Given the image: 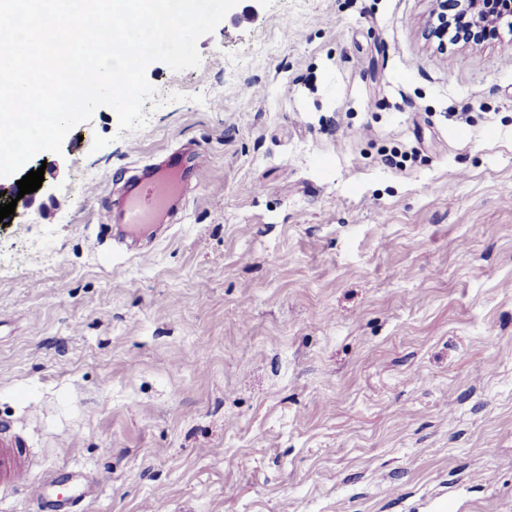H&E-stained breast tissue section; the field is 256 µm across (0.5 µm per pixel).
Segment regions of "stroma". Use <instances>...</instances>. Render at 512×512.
<instances>
[{
	"mask_svg": "<svg viewBox=\"0 0 512 512\" xmlns=\"http://www.w3.org/2000/svg\"><path fill=\"white\" fill-rule=\"evenodd\" d=\"M434 7L238 0L199 67L149 65L184 101L133 131L99 107L26 163L0 423L29 485L98 478L85 512H512V23L442 45ZM197 152L178 223L101 232L136 170Z\"/></svg>",
	"mask_w": 512,
	"mask_h": 512,
	"instance_id": "obj_1",
	"label": "stroma"
}]
</instances>
